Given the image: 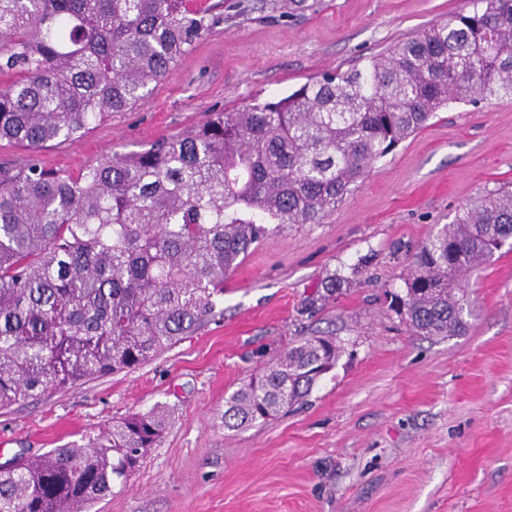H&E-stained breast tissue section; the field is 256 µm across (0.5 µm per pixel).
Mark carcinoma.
Here are the masks:
<instances>
[{"mask_svg":"<svg viewBox=\"0 0 512 512\" xmlns=\"http://www.w3.org/2000/svg\"><path fill=\"white\" fill-rule=\"evenodd\" d=\"M189 0H0V141L36 152L144 100L212 20ZM291 94L215 111L73 175L0 166V407L139 367L192 334L269 232L319 224L358 179L450 103L512 98V0H471ZM512 240V191L488 193L411 255L390 294L422 336H456L460 279ZM342 347L312 336L225 401L239 430L304 399ZM163 412L0 469V512H80L157 446Z\"/></svg>","mask_w":512,"mask_h":512,"instance_id":"obj_1","label":"carcinoma"}]
</instances>
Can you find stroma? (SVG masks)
Wrapping results in <instances>:
<instances>
[{
    "label": "stroma",
    "instance_id": "1",
    "mask_svg": "<svg viewBox=\"0 0 512 512\" xmlns=\"http://www.w3.org/2000/svg\"><path fill=\"white\" fill-rule=\"evenodd\" d=\"M210 30L149 97L42 149L71 174L370 57L469 0H207ZM495 190H512V100L453 103L353 185L319 224L271 233L224 280L219 313L129 371L0 409V463L87 444L164 407L158 447L86 512H512V249L465 283L464 335L425 338L391 310L410 255ZM341 286L317 299L332 278ZM345 352L309 396L225 430V399L288 346Z\"/></svg>",
    "mask_w": 512,
    "mask_h": 512
}]
</instances>
